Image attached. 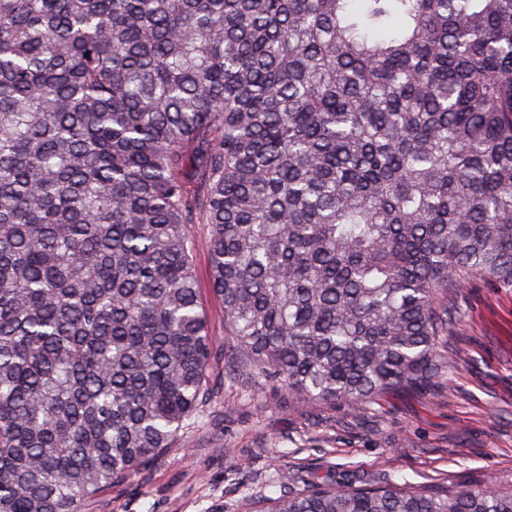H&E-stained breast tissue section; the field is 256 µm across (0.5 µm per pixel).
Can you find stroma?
Returning a JSON list of instances; mask_svg holds the SVG:
<instances>
[{"mask_svg":"<svg viewBox=\"0 0 512 512\" xmlns=\"http://www.w3.org/2000/svg\"><path fill=\"white\" fill-rule=\"evenodd\" d=\"M194 270L216 345L226 348L205 247ZM456 305L462 321L449 383L425 396L387 395L356 418L343 403L298 404L256 388L219 357L215 374L224 384L198 423L138 478L103 489L82 512H238L244 497L297 492L316 477L512 486V290L477 278Z\"/></svg>","mask_w":512,"mask_h":512,"instance_id":"1","label":"stroma"}]
</instances>
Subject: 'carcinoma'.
I'll return each mask as SVG.
<instances>
[{"label": "carcinoma", "mask_w": 512, "mask_h": 512, "mask_svg": "<svg viewBox=\"0 0 512 512\" xmlns=\"http://www.w3.org/2000/svg\"><path fill=\"white\" fill-rule=\"evenodd\" d=\"M231 364L356 416L512 289V0H0V512H81ZM239 512H512L311 481Z\"/></svg>", "instance_id": "obj_1"}]
</instances>
